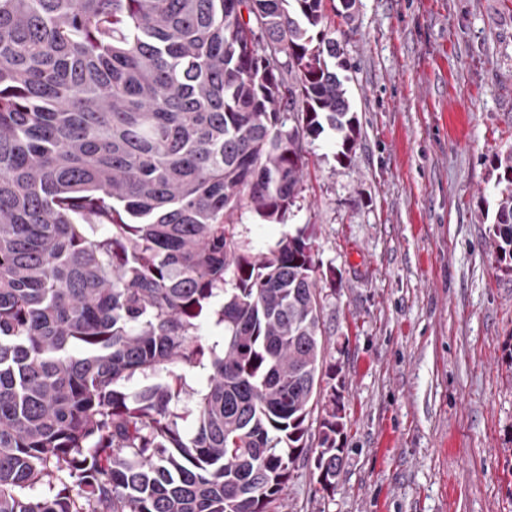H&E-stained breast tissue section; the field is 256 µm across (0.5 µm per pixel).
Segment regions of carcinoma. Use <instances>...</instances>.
<instances>
[{
  "mask_svg": "<svg viewBox=\"0 0 512 512\" xmlns=\"http://www.w3.org/2000/svg\"><path fill=\"white\" fill-rule=\"evenodd\" d=\"M329 2L0 0V512H269L311 454L336 487L312 233L258 250L236 231L245 210L286 223L325 129L350 159ZM498 168L512 267V150Z\"/></svg>",
  "mask_w": 512,
  "mask_h": 512,
  "instance_id": "obj_1",
  "label": "carcinoma"
}]
</instances>
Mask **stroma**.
<instances>
[{"label":"stroma","mask_w":512,"mask_h":512,"mask_svg":"<svg viewBox=\"0 0 512 512\" xmlns=\"http://www.w3.org/2000/svg\"><path fill=\"white\" fill-rule=\"evenodd\" d=\"M361 133L311 146L287 224L314 225L343 471L299 467L272 512H512V269L489 228L512 150V0H357L337 21Z\"/></svg>","instance_id":"obj_1"}]
</instances>
